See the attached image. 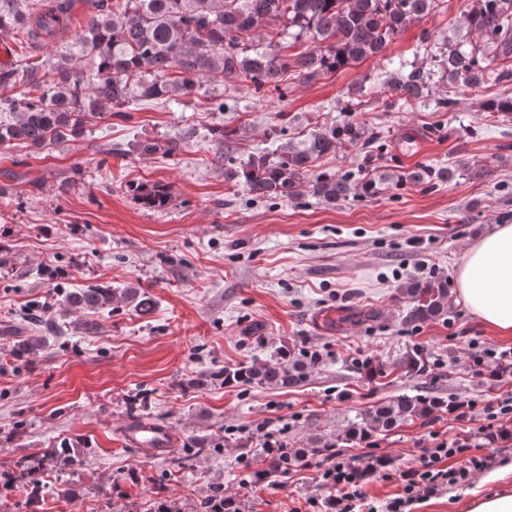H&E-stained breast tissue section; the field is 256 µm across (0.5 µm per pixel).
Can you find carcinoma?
<instances>
[{
  "label": "carcinoma",
  "mask_w": 512,
  "mask_h": 512,
  "mask_svg": "<svg viewBox=\"0 0 512 512\" xmlns=\"http://www.w3.org/2000/svg\"><path fill=\"white\" fill-rule=\"evenodd\" d=\"M439 0H95V9L73 39L48 60L50 76H38L39 66L19 58L0 68V86H23L19 96H1L0 145H44L64 141L81 129L84 119L120 116L133 104L177 101L193 95L206 82L247 83L260 90L280 89L285 78L301 83L332 75L371 57H377L410 24L438 8ZM73 0H0V36L22 32L28 40H54L71 21ZM469 47L448 43L434 55L436 70L416 63H401L386 76L376 100L387 111L397 104L427 105L424 90L434 75L448 82L452 94L435 100L434 111L451 110L454 95L486 83L512 81V0H472L464 14ZM250 43H245V39ZM311 41L307 47L284 55L279 47ZM484 111L512 114V96L492 99ZM363 131L342 120L317 126L300 142L275 149L263 147L236 162L224 158V179L244 181L253 194L274 199L310 195L324 204L376 197L387 189L407 184L452 179L455 171L415 166L403 171L372 165L359 174H314V164L346 143H357ZM181 140L160 144L138 141L141 156L157 152L174 155ZM168 188H140L144 207L159 210L168 204ZM57 305L88 316L80 323L91 336L98 324L91 316L116 303L133 307L142 316L153 301L142 288L120 290L93 284L65 291L53 283ZM398 293L406 304L404 321L410 325L437 320L448 314V281L440 278L405 281ZM43 336L20 340L14 357L25 358L42 350ZM318 361L276 356L260 364L209 371L204 380L288 387L301 383L304 369ZM429 367L423 349H405L392 368L405 375H422ZM438 408L433 398L400 394L356 414L337 435L349 443L396 425L425 418ZM83 463L69 443L62 441L30 465L24 460L0 470V485L25 489L35 507L45 488L44 466L57 472Z\"/></svg>",
  "instance_id": "obj_1"
}]
</instances>
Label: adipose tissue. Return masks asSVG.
<instances>
[{"label":"adipose tissue","instance_id":"1","mask_svg":"<svg viewBox=\"0 0 512 512\" xmlns=\"http://www.w3.org/2000/svg\"><path fill=\"white\" fill-rule=\"evenodd\" d=\"M455 289L478 321L512 335V224L495 225L470 246L457 266ZM509 479L512 463L480 476L468 512H512V492L499 488Z\"/></svg>","mask_w":512,"mask_h":512}]
</instances>
